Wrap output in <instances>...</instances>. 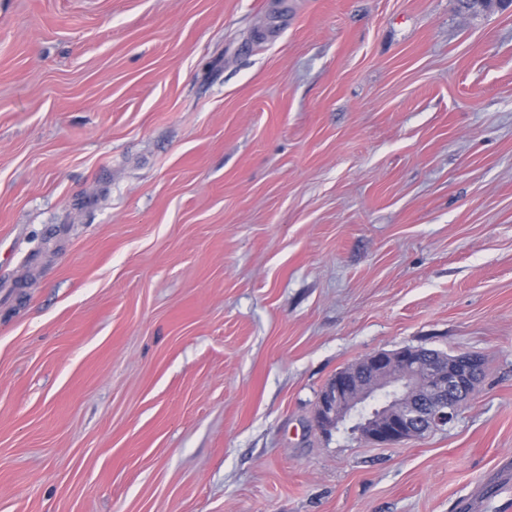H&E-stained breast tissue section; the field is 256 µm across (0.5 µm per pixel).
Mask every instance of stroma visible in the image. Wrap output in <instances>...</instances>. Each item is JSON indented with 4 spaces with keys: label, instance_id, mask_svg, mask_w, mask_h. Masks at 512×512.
Returning <instances> with one entry per match:
<instances>
[{
    "label": "stroma",
    "instance_id": "1",
    "mask_svg": "<svg viewBox=\"0 0 512 512\" xmlns=\"http://www.w3.org/2000/svg\"><path fill=\"white\" fill-rule=\"evenodd\" d=\"M402 347L452 424L317 427ZM0 512H512V7L0 0ZM477 362L420 347L374 352L336 373L320 394L316 421L330 429L352 419L361 437L382 445L446 427L478 383Z\"/></svg>",
    "mask_w": 512,
    "mask_h": 512
}]
</instances>
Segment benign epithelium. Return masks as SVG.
Wrapping results in <instances>:
<instances>
[{"instance_id":"7a95c632","label":"benign epithelium","mask_w":512,"mask_h":512,"mask_svg":"<svg viewBox=\"0 0 512 512\" xmlns=\"http://www.w3.org/2000/svg\"><path fill=\"white\" fill-rule=\"evenodd\" d=\"M474 355L437 356L420 347L377 351L336 373L320 394L316 421L352 419L364 439L394 444L452 423L478 383Z\"/></svg>"}]
</instances>
